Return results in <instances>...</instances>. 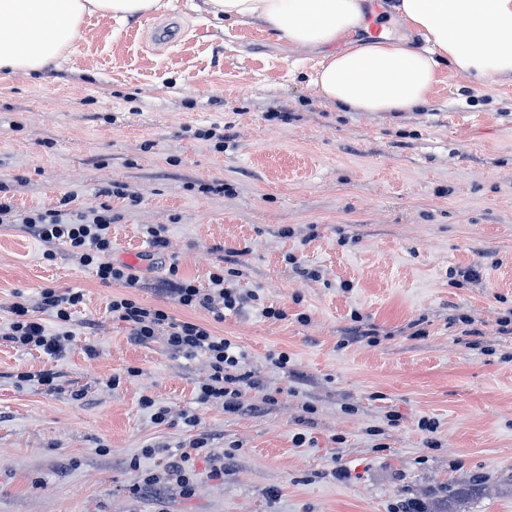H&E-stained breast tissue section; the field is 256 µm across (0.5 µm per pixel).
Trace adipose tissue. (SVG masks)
<instances>
[{"label": "adipose tissue", "mask_w": 512, "mask_h": 512, "mask_svg": "<svg viewBox=\"0 0 512 512\" xmlns=\"http://www.w3.org/2000/svg\"><path fill=\"white\" fill-rule=\"evenodd\" d=\"M172 0H0V71L30 73L59 59L86 17L124 23ZM212 20L262 22L295 49L322 50L311 82L356 112H412L445 73L482 85L512 80V0H396L398 37L356 39L360 0H203ZM347 42L336 50L338 42Z\"/></svg>", "instance_id": "ef3b65f1"}]
</instances>
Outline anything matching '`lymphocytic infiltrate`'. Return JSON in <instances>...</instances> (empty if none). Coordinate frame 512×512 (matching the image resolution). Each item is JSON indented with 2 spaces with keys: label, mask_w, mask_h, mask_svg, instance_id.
Instances as JSON below:
<instances>
[{
  "label": "lymphocytic infiltrate",
  "mask_w": 512,
  "mask_h": 512,
  "mask_svg": "<svg viewBox=\"0 0 512 512\" xmlns=\"http://www.w3.org/2000/svg\"><path fill=\"white\" fill-rule=\"evenodd\" d=\"M70 197H63L54 209L18 211L14 204L0 202V223L21 225L25 232L48 244L46 258H53V244L66 247L72 261L92 268L101 283L118 285L122 294L112 296L108 310L114 320L127 325L133 340L148 344L163 341L168 349L192 356L204 354L210 368L205 382L199 385L196 400L201 404H220L226 412L241 411V385H249L253 377L245 369V354L230 338L216 335L214 324L223 322L227 315L240 312L245 305L259 301L256 293H240L225 287L223 269L209 276L208 287L201 288L193 281L180 278L177 265H170L171 273L166 292L183 308L207 312V320L179 319L164 307L148 304L132 296L139 287L140 276L135 266L114 263L112 255V210L109 206L72 213ZM84 301L82 289L61 292L47 287L41 289L37 305L26 298L12 303L11 319L4 332L6 340L22 351L37 350L50 356L62 354L70 340L69 334L48 333L39 321L46 313L59 324H67ZM186 453L164 452L157 470L143 476L140 487L158 490L173 484L183 494H192L195 472Z\"/></svg>",
  "instance_id": "obj_1"
}]
</instances>
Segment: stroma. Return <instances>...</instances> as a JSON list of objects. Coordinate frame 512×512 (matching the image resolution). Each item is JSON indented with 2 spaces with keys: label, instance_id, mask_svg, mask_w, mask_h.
<instances>
[{
  "label": "stroma",
  "instance_id": "1",
  "mask_svg": "<svg viewBox=\"0 0 512 512\" xmlns=\"http://www.w3.org/2000/svg\"><path fill=\"white\" fill-rule=\"evenodd\" d=\"M200 2L174 0L148 29L87 18L46 70L0 74V195L21 211L67 194L75 213L110 206L116 263L142 247L140 225H167L133 294L176 317L207 314L158 291L173 262L203 288L231 270L226 287L289 317L248 307L216 324L258 385L241 386V412L201 405L204 356L135 343L108 311L118 286L0 228V326L16 293L85 294L67 327L43 319L70 333L62 356L0 338V512H396L412 498L447 512L461 490L467 512H512V81L449 73L420 110L346 112L310 83L320 52L252 23L220 29ZM213 125L225 150L195 136ZM280 351L284 371L268 360ZM130 367L142 374L127 381ZM198 436L228 451L223 478L199 455L193 496L138 491L159 462L146 447Z\"/></svg>",
  "mask_w": 512,
  "mask_h": 512
}]
</instances>
